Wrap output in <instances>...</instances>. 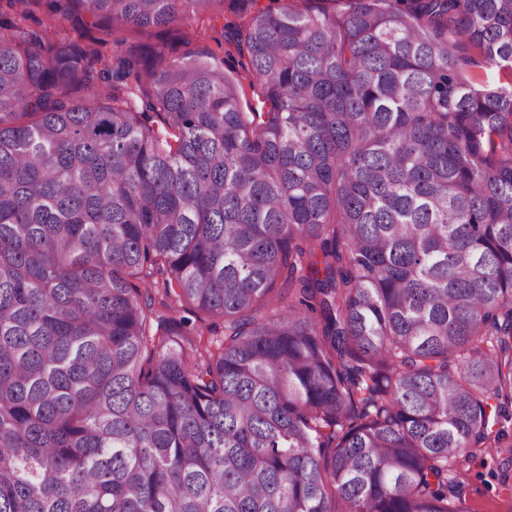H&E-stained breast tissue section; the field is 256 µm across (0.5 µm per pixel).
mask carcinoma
Segmentation results:
<instances>
[{"mask_svg": "<svg viewBox=\"0 0 512 512\" xmlns=\"http://www.w3.org/2000/svg\"><path fill=\"white\" fill-rule=\"evenodd\" d=\"M329 2L247 21L261 113L206 56L0 16V512H469L512 410V0Z\"/></svg>", "mask_w": 512, "mask_h": 512, "instance_id": "1", "label": "carcinoma"}]
</instances>
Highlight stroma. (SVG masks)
Here are the masks:
<instances>
[{
  "mask_svg": "<svg viewBox=\"0 0 512 512\" xmlns=\"http://www.w3.org/2000/svg\"><path fill=\"white\" fill-rule=\"evenodd\" d=\"M269 2L247 0L246 13L228 9L223 16L211 20L180 22L164 30L125 26L107 31L89 24L75 27L66 22L61 28L68 41L82 46L96 43L100 62L106 66L112 63V42L116 39L125 40L137 52L160 45L169 56L185 60L207 55L237 83L240 111L265 112L269 106L252 76L249 55L246 50L237 49L236 38L249 14ZM501 461V454L479 451L464 463L461 479L471 512H512V467L502 466Z\"/></svg>",
  "mask_w": 512,
  "mask_h": 512,
  "instance_id": "obj_1",
  "label": "stroma"
}]
</instances>
